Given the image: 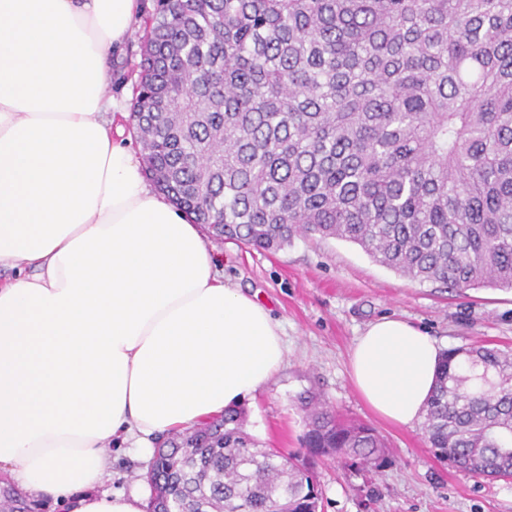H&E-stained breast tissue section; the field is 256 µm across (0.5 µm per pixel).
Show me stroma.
I'll list each match as a JSON object with an SVG mask.
<instances>
[{
	"label": "stroma",
	"mask_w": 512,
	"mask_h": 512,
	"mask_svg": "<svg viewBox=\"0 0 512 512\" xmlns=\"http://www.w3.org/2000/svg\"><path fill=\"white\" fill-rule=\"evenodd\" d=\"M112 58V94L131 106L139 74L136 37ZM224 278L258 294L282 324L288 352L280 371L243 404L245 429L260 445L300 452L304 425L294 398L309 390L344 418L373 425L387 444L379 470H347L336 459H315L323 512H512V481H483L439 461L422 425L376 421L347 374L357 336L383 316L427 330L441 349L488 346L512 351V290H450L403 278L359 246L338 239L298 238L275 253L232 240H214ZM149 458L129 445L112 449V487L140 490Z\"/></svg>",
	"instance_id": "35a3bbf8"
}]
</instances>
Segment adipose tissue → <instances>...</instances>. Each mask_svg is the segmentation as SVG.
<instances>
[{
    "instance_id": "adipose-tissue-1",
    "label": "adipose tissue",
    "mask_w": 512,
    "mask_h": 512,
    "mask_svg": "<svg viewBox=\"0 0 512 512\" xmlns=\"http://www.w3.org/2000/svg\"><path fill=\"white\" fill-rule=\"evenodd\" d=\"M141 0H0V479L61 512H145L111 444L149 448L253 397L283 330L155 192L107 88ZM441 349L384 316L349 352L382 421L423 420Z\"/></svg>"
}]
</instances>
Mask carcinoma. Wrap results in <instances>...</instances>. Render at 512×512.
<instances>
[{
	"label": "carcinoma",
	"instance_id": "1",
	"mask_svg": "<svg viewBox=\"0 0 512 512\" xmlns=\"http://www.w3.org/2000/svg\"><path fill=\"white\" fill-rule=\"evenodd\" d=\"M130 125L158 189L222 239L358 245L400 276L512 289V0H154ZM312 457L382 468L386 444L295 398ZM245 413L175 435L154 512H319L296 456ZM424 430L475 478L512 479V354H441Z\"/></svg>",
	"mask_w": 512,
	"mask_h": 512
}]
</instances>
